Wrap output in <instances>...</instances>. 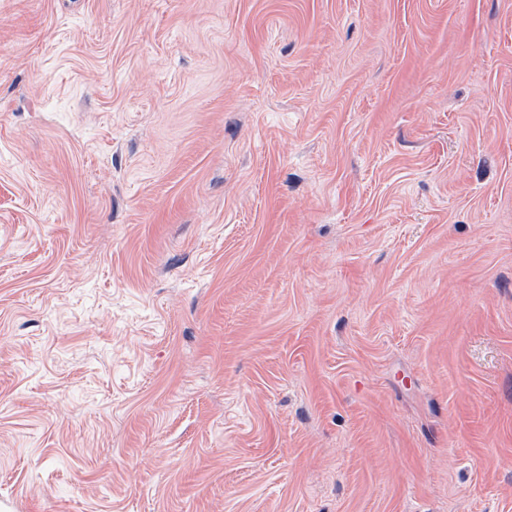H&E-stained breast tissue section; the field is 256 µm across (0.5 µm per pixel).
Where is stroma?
I'll return each instance as SVG.
<instances>
[{"instance_id": "obj_1", "label": "stroma", "mask_w": 512, "mask_h": 512, "mask_svg": "<svg viewBox=\"0 0 512 512\" xmlns=\"http://www.w3.org/2000/svg\"><path fill=\"white\" fill-rule=\"evenodd\" d=\"M0 512H512V0H0Z\"/></svg>"}]
</instances>
